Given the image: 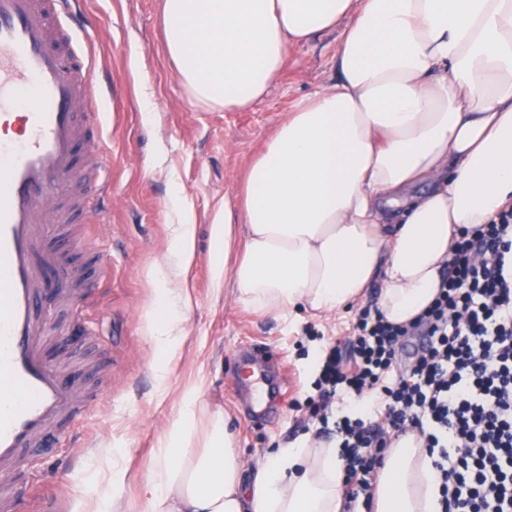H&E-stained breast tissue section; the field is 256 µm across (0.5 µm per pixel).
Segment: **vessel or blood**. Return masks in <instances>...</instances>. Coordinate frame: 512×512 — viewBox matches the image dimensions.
<instances>
[{"mask_svg": "<svg viewBox=\"0 0 512 512\" xmlns=\"http://www.w3.org/2000/svg\"><path fill=\"white\" fill-rule=\"evenodd\" d=\"M95 71L77 0H0V512H16L28 455L93 403L51 357L45 311L79 309L88 283L48 227L92 218L110 190Z\"/></svg>", "mask_w": 512, "mask_h": 512, "instance_id": "vessel-or-blood-1", "label": "vessel or blood"}]
</instances>
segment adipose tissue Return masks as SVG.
<instances>
[{
  "label": "adipose tissue",
  "mask_w": 512,
  "mask_h": 512,
  "mask_svg": "<svg viewBox=\"0 0 512 512\" xmlns=\"http://www.w3.org/2000/svg\"><path fill=\"white\" fill-rule=\"evenodd\" d=\"M162 24L190 98L227 111L266 94L290 46L341 33L335 82L277 126L212 226L213 282H231L245 306L324 316L376 282L386 319L407 323L436 297L462 231L512 204V0H163ZM170 233L151 269L165 350L187 309L189 215ZM343 478L339 448L311 438L244 478L228 417L192 385L142 497L145 512H339ZM374 499L375 512H438L415 434L389 448Z\"/></svg>",
  "instance_id": "ef3b65f1"
}]
</instances>
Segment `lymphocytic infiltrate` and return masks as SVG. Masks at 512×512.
Wrapping results in <instances>:
<instances>
[{
    "label": "lymphocytic infiltrate",
    "instance_id": "1",
    "mask_svg": "<svg viewBox=\"0 0 512 512\" xmlns=\"http://www.w3.org/2000/svg\"><path fill=\"white\" fill-rule=\"evenodd\" d=\"M322 352L312 414L333 424L343 512H372L393 439L437 450L441 512H512V206L458 242L433 304L394 325L360 310ZM412 365H398L410 341Z\"/></svg>",
    "mask_w": 512,
    "mask_h": 512
}]
</instances>
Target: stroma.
Returning <instances> with one entry per match:
<instances>
[{
  "instance_id": "stroma-1",
  "label": "stroma",
  "mask_w": 512,
  "mask_h": 512,
  "mask_svg": "<svg viewBox=\"0 0 512 512\" xmlns=\"http://www.w3.org/2000/svg\"><path fill=\"white\" fill-rule=\"evenodd\" d=\"M80 8L98 78L112 86L104 135L111 191L99 204L98 237L108 263L83 308L97 329L94 341L74 346L62 336L50 354L81 358L72 374L98 387L99 397L71 438L30 455L19 512H42L48 488L63 512H96L112 500L137 504L182 392L200 376L203 401L230 416L246 466L270 449L316 437L319 422L306 406L316 377L307 358L315 345L347 342L355 318L351 309L296 321L255 311L230 285L217 289L211 279L215 214L235 200L250 161L277 124L302 98L335 82L339 34L290 48L288 65L267 95L249 109L227 112L189 100L164 52L161 0H82ZM146 94L154 107L149 117L142 112ZM176 189L195 215L196 251L180 283L188 303L184 334L165 354L151 335L158 311L148 272L165 254L177 220L170 208ZM244 355L272 372L288 369V392L272 416L255 414L251 391L240 382Z\"/></svg>"
}]
</instances>
